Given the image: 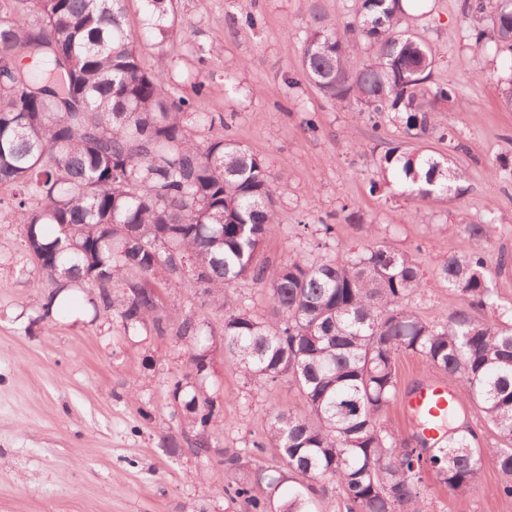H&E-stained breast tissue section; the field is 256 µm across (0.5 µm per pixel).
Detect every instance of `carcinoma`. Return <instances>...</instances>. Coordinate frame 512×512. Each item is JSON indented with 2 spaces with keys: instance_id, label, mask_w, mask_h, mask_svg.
I'll list each match as a JSON object with an SVG mask.
<instances>
[{
  "instance_id": "carcinoma-1",
  "label": "carcinoma",
  "mask_w": 512,
  "mask_h": 512,
  "mask_svg": "<svg viewBox=\"0 0 512 512\" xmlns=\"http://www.w3.org/2000/svg\"><path fill=\"white\" fill-rule=\"evenodd\" d=\"M501 2L466 0L471 16L489 22L473 26L471 38L476 50L490 40L512 58V6ZM141 4L146 28L172 37V0ZM13 9L18 17H0V186L12 190L0 200V221L22 227L36 269L54 285L46 314L68 316L82 291L95 315L162 334L155 280L166 269L179 277L175 287L224 309L225 363L265 384L286 379L305 398L303 411H268L253 447L279 466L227 492L231 503L312 512L332 483L346 512H425L427 468L464 493L488 457L503 477L501 493L512 497V326L475 316L494 306L481 252L441 262L437 280L465 306L440 322L408 306L430 281L384 240L341 259L295 253L267 264L261 248L277 231L283 185L234 140L192 136L203 116L174 97L163 72L144 68L126 0H16ZM403 16L402 0H357L367 59L336 23L310 27L302 75L331 102L353 103L370 119L387 112L408 136L442 140L435 104L455 92L429 86L435 55L402 28ZM22 54L44 65L41 80L20 64ZM451 162L392 147L375 162L372 189L390 185L396 170L404 194L432 203L450 190ZM244 278L268 289L270 315L237 308L233 286ZM178 335L203 373L213 336L190 317ZM402 353L448 377L454 401L484 416L498 446L483 447L467 426L446 445L384 426ZM171 396L188 411L197 445L209 443L213 400L179 381ZM291 478L299 489L281 491Z\"/></svg>"
}]
</instances>
